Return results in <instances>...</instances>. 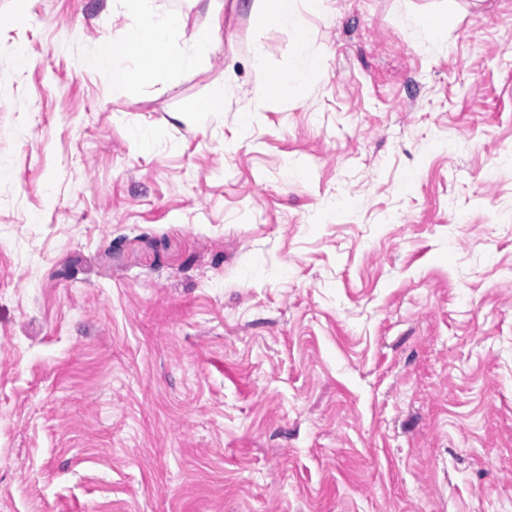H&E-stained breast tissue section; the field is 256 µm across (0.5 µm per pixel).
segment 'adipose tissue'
I'll list each match as a JSON object with an SVG mask.
<instances>
[{"label":"adipose tissue","instance_id":"ef3b65f1","mask_svg":"<svg viewBox=\"0 0 512 512\" xmlns=\"http://www.w3.org/2000/svg\"><path fill=\"white\" fill-rule=\"evenodd\" d=\"M122 2L129 18L123 41H100L86 59L88 68L110 75L113 82L120 85L142 83L172 72L191 76L203 68L219 38L217 28L197 30L192 36L189 54H175L170 50V39L175 31L184 27L183 15L158 11L154 0ZM254 58L258 85L269 97L288 95L321 67L320 59L309 53L307 39L303 36L296 43L291 74L266 70L262 51H255Z\"/></svg>","mask_w":512,"mask_h":512}]
</instances>
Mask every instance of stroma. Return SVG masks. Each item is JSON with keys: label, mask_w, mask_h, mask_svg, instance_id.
<instances>
[{"label": "stroma", "mask_w": 512, "mask_h": 512, "mask_svg": "<svg viewBox=\"0 0 512 512\" xmlns=\"http://www.w3.org/2000/svg\"><path fill=\"white\" fill-rule=\"evenodd\" d=\"M252 4L0 0V512H512V0ZM154 0H122L129 23L124 40L100 41L86 59L88 68L112 76L120 85L146 82L159 74L191 76L205 65L214 43L216 27L197 30L189 55L170 50L172 34L185 26L183 15L159 12ZM255 21L264 27H293L297 0H255ZM255 71L260 89L268 97L287 96L300 82L313 76L321 67L319 58L308 52L307 39L299 34L296 43L295 59L291 74H276L265 69L260 48L254 52Z\"/></svg>", "instance_id": "35a3bbf8"}]
</instances>
